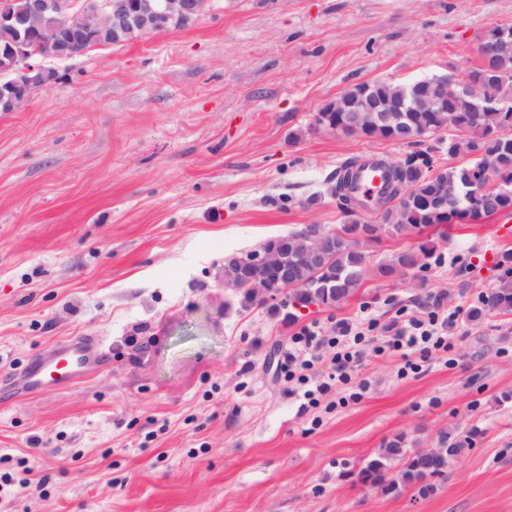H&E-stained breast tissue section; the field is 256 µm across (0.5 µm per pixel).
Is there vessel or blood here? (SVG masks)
<instances>
[{"label":"vessel or blood","instance_id":"obj_1","mask_svg":"<svg viewBox=\"0 0 512 512\" xmlns=\"http://www.w3.org/2000/svg\"><path fill=\"white\" fill-rule=\"evenodd\" d=\"M102 341L96 337L78 336L66 345L42 357L26 371L25 388L34 391L45 385L69 386L95 367L94 352Z\"/></svg>","mask_w":512,"mask_h":512}]
</instances>
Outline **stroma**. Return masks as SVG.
I'll return each mask as SVG.
<instances>
[{
	"label": "stroma",
	"mask_w": 512,
	"mask_h": 512,
	"mask_svg": "<svg viewBox=\"0 0 512 512\" xmlns=\"http://www.w3.org/2000/svg\"><path fill=\"white\" fill-rule=\"evenodd\" d=\"M497 25L512 0H213L190 27L53 62L0 112V512H512V313L459 317L450 355L414 373L365 348L315 409L279 368L314 322L479 305L512 214L425 229L426 269L293 321L224 285L226 257L344 224L345 161L447 167V132L366 139L316 116L356 83L464 77ZM72 336L99 337L106 367L14 392ZM445 433L468 442L433 493L358 481L391 441Z\"/></svg>",
	"instance_id": "1"
}]
</instances>
